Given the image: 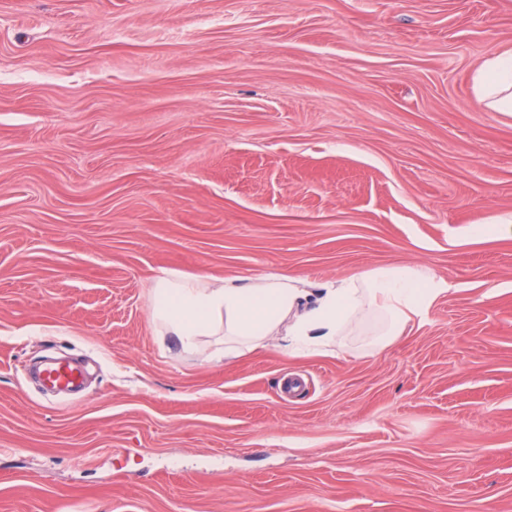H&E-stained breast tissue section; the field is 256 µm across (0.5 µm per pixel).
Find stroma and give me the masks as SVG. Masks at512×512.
Here are the masks:
<instances>
[{"mask_svg": "<svg viewBox=\"0 0 512 512\" xmlns=\"http://www.w3.org/2000/svg\"><path fill=\"white\" fill-rule=\"evenodd\" d=\"M507 46L512 0H0V512H512ZM416 263L452 289L371 355L148 322L164 269ZM474 89L485 109L512 118V47L503 49L476 69ZM42 377L48 386L62 391L78 385L81 379V372L68 363L58 361L46 365Z\"/></svg>", "mask_w": 512, "mask_h": 512, "instance_id": "1", "label": "stroma"}]
</instances>
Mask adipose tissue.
<instances>
[{
    "instance_id": "obj_1",
    "label": "adipose tissue",
    "mask_w": 512,
    "mask_h": 512,
    "mask_svg": "<svg viewBox=\"0 0 512 512\" xmlns=\"http://www.w3.org/2000/svg\"><path fill=\"white\" fill-rule=\"evenodd\" d=\"M474 89L485 109L512 118V47L476 69ZM449 289L423 264L377 266L317 284L284 274L214 278L167 269L149 289V325L184 353L211 339L234 357L275 336L284 337L288 353L319 352L361 328L373 348L424 323Z\"/></svg>"
}]
</instances>
